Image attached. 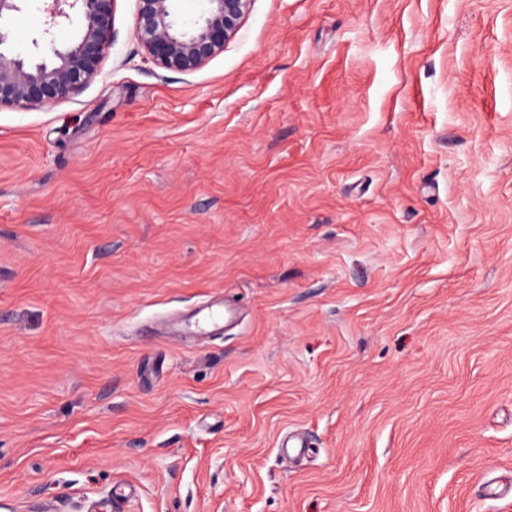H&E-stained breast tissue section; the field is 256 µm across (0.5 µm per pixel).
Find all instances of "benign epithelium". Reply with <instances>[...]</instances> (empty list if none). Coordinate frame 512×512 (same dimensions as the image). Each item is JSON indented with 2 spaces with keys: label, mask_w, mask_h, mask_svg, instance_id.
Returning <instances> with one entry per match:
<instances>
[{
  "label": "benign epithelium",
  "mask_w": 512,
  "mask_h": 512,
  "mask_svg": "<svg viewBox=\"0 0 512 512\" xmlns=\"http://www.w3.org/2000/svg\"><path fill=\"white\" fill-rule=\"evenodd\" d=\"M25 0H0V109H34L67 101L81 94L101 74L102 63L112 47L116 0H42L40 38L50 57L27 62L11 57L7 20L23 8ZM134 36L157 67L177 73H193L224 51L240 30L252 0H203L204 9L194 25L178 24L173 0H136ZM81 18L77 37L64 45L56 43L54 28Z\"/></svg>",
  "instance_id": "1"
}]
</instances>
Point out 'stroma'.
Wrapping results in <instances>:
<instances>
[{
  "label": "stroma",
  "instance_id": "stroma-1",
  "mask_svg": "<svg viewBox=\"0 0 512 512\" xmlns=\"http://www.w3.org/2000/svg\"><path fill=\"white\" fill-rule=\"evenodd\" d=\"M136 8L0 110V512H512V0H253L190 74ZM228 316V311L222 306L211 307L206 314L198 318L196 326L201 334H211L223 328L224 320Z\"/></svg>",
  "mask_w": 512,
  "mask_h": 512
}]
</instances>
